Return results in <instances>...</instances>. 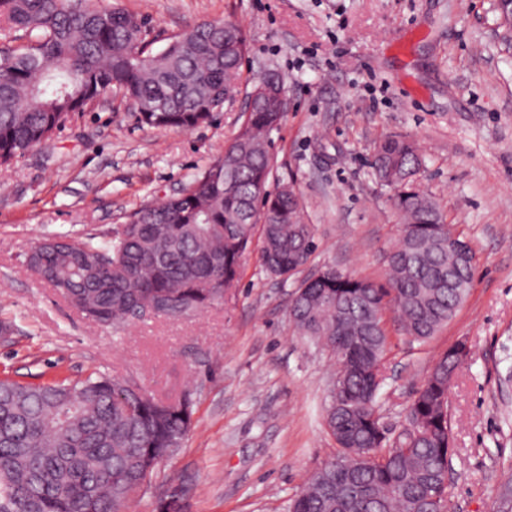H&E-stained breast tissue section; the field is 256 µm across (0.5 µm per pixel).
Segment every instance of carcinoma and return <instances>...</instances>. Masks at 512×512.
Returning a JSON list of instances; mask_svg holds the SVG:
<instances>
[{
	"instance_id": "obj_1",
	"label": "carcinoma",
	"mask_w": 512,
	"mask_h": 512,
	"mask_svg": "<svg viewBox=\"0 0 512 512\" xmlns=\"http://www.w3.org/2000/svg\"><path fill=\"white\" fill-rule=\"evenodd\" d=\"M0 167L50 141L97 100L115 96L137 122L188 129L224 111L226 87L241 84L247 44L233 22H201L152 53L143 22L97 0H0ZM224 146L178 194L135 212L101 239H44L31 268L72 307L110 325L144 302L166 317L203 312L237 287L259 242L266 275L286 281L314 250L313 225L288 186L256 194L271 174L268 133L283 118L258 99ZM418 143L388 136L372 160L389 188L401 233L386 257L385 282L334 266L294 292L295 330L339 356L326 423L339 455L314 472L288 512H449L454 452L448 380L465 345L431 365L391 436L381 421L380 375L389 350L383 312L425 343L469 293L475 251L458 238L437 200L414 184ZM194 403H173L108 374L23 384L0 379V512H127L156 466L177 454ZM492 512H512V475Z\"/></svg>"
}]
</instances>
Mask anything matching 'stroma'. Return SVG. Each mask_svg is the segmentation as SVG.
<instances>
[{"label":"stroma","instance_id":"stroma-1","mask_svg":"<svg viewBox=\"0 0 512 512\" xmlns=\"http://www.w3.org/2000/svg\"><path fill=\"white\" fill-rule=\"evenodd\" d=\"M145 22L152 51L202 21L236 22L245 77L278 76L287 110L270 134L269 191L295 187L315 249L299 274L265 275L251 251L229 303L179 320L103 326L27 265L47 235L106 236L178 193L243 120V102L207 125L139 126L104 100L58 136L0 168V378L42 384L107 373L149 392L190 395L193 427L130 512H154L180 481L188 512H287L338 454L326 425L335 357L294 330L288 304L327 265L384 281L399 239L389 193L372 175L375 144L415 140L416 184L471 241L474 279L453 319L412 342L385 311L384 424L400 430L433 361L465 343L448 390L455 454L450 512H490L512 469V51L494 0H104Z\"/></svg>","mask_w":512,"mask_h":512}]
</instances>
